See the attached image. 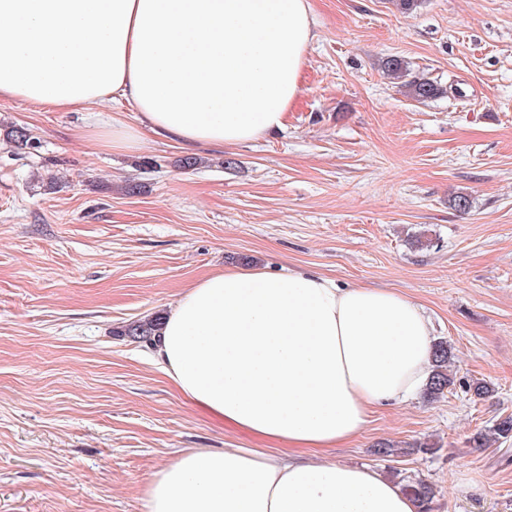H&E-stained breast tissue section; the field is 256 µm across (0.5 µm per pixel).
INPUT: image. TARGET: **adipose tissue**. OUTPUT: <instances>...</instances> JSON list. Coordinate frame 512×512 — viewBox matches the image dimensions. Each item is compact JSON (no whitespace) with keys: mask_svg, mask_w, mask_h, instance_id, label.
<instances>
[{"mask_svg":"<svg viewBox=\"0 0 512 512\" xmlns=\"http://www.w3.org/2000/svg\"><path fill=\"white\" fill-rule=\"evenodd\" d=\"M309 0H0V100L82 112L123 98L144 132L186 147L283 130L316 37ZM422 308L387 288L308 270L204 276L168 309L151 349L184 398L259 448H183L145 491V512H418L368 466L315 458L405 402L431 371Z\"/></svg>","mask_w":512,"mask_h":512,"instance_id":"1","label":"adipose tissue"}]
</instances>
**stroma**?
Segmentation results:
<instances>
[{
    "label": "stroma",
    "mask_w": 512,
    "mask_h": 512,
    "mask_svg": "<svg viewBox=\"0 0 512 512\" xmlns=\"http://www.w3.org/2000/svg\"><path fill=\"white\" fill-rule=\"evenodd\" d=\"M310 5L288 124L244 146L192 154L149 134L119 153L95 133L136 124L126 100L0 102V124L38 143L0 135V512H144L179 449L257 447L124 333L201 277L251 265L404 293L451 349L445 396L378 408L325 460L423 479L433 512H512V439L472 443L512 415V0ZM390 57L443 95L411 99L384 74ZM460 193L468 211L450 204ZM380 442L435 449L382 460Z\"/></svg>",
    "instance_id": "stroma-1"
}]
</instances>
